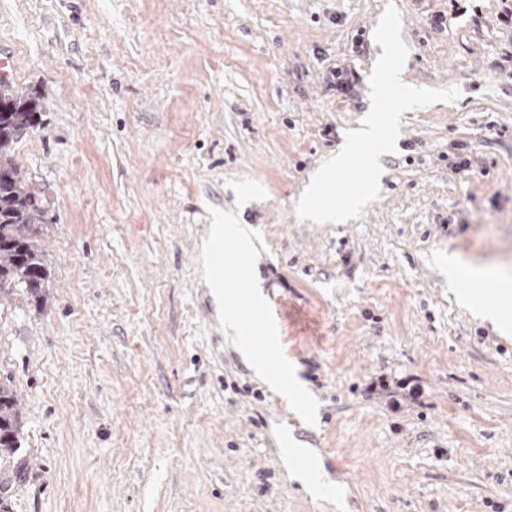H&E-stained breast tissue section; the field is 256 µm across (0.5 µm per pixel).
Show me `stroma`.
I'll use <instances>...</instances> for the list:
<instances>
[{"mask_svg":"<svg viewBox=\"0 0 512 512\" xmlns=\"http://www.w3.org/2000/svg\"><path fill=\"white\" fill-rule=\"evenodd\" d=\"M390 4L401 81L460 96L402 115L359 217L301 219L367 114ZM509 10L0 0L5 78L40 115L15 156L47 200L49 267L43 302L0 301V379L23 407L0 512H512V335L447 269L454 253L512 277ZM228 214L309 404L225 337L202 245L234 253Z\"/></svg>","mask_w":512,"mask_h":512,"instance_id":"1","label":"stroma"}]
</instances>
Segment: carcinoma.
<instances>
[{"label": "carcinoma", "instance_id": "carcinoma-1", "mask_svg": "<svg viewBox=\"0 0 512 512\" xmlns=\"http://www.w3.org/2000/svg\"><path fill=\"white\" fill-rule=\"evenodd\" d=\"M37 124L33 103L0 82V298L22 288L35 296L48 269L41 237L45 207L30 191L14 157V144ZM22 412L11 382L0 381V461L19 448Z\"/></svg>", "mask_w": 512, "mask_h": 512}]
</instances>
